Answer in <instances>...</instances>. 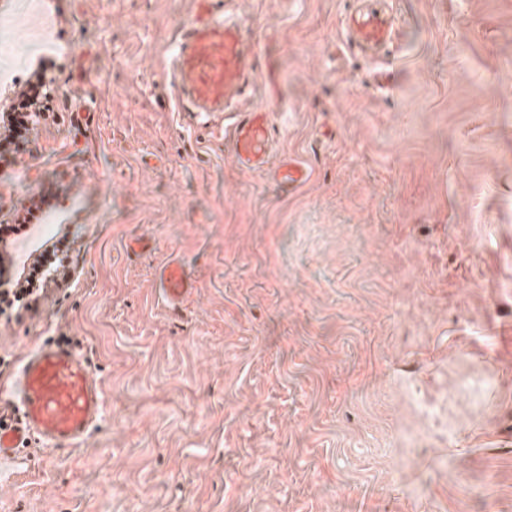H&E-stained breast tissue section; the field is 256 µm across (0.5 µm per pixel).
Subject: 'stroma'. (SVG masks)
Segmentation results:
<instances>
[{
	"instance_id": "1",
	"label": "stroma",
	"mask_w": 512,
	"mask_h": 512,
	"mask_svg": "<svg viewBox=\"0 0 512 512\" xmlns=\"http://www.w3.org/2000/svg\"><path fill=\"white\" fill-rule=\"evenodd\" d=\"M39 2L63 50L0 52V114L55 59L50 111L0 163V224L57 186L68 274L0 316V359L76 337L107 408L0 501L512 512V0H395L393 65L343 30L358 0H236L260 47L244 101L310 170L289 191L163 109L188 0ZM171 253L197 285L176 313L152 275Z\"/></svg>"
}]
</instances>
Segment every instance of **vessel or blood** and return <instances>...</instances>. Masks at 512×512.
<instances>
[{
    "label": "vessel or blood",
    "mask_w": 512,
    "mask_h": 512,
    "mask_svg": "<svg viewBox=\"0 0 512 512\" xmlns=\"http://www.w3.org/2000/svg\"><path fill=\"white\" fill-rule=\"evenodd\" d=\"M349 33L367 46H386L398 61L406 45L391 18L367 5L348 16ZM257 50L242 21L225 0H191L180 35L167 48L166 74L176 111L206 127L223 115L224 146L232 161L248 172H262L282 188L309 178L291 157H275L270 113L261 106L239 107L254 77ZM166 304L179 308L195 281L183 260L169 255L153 270ZM105 395L92 362L72 342L53 340L30 350L9 384H0V487L19 482L31 466L28 448L38 443L61 451L83 443L103 419Z\"/></svg>",
    "instance_id": "obj_1"
}]
</instances>
